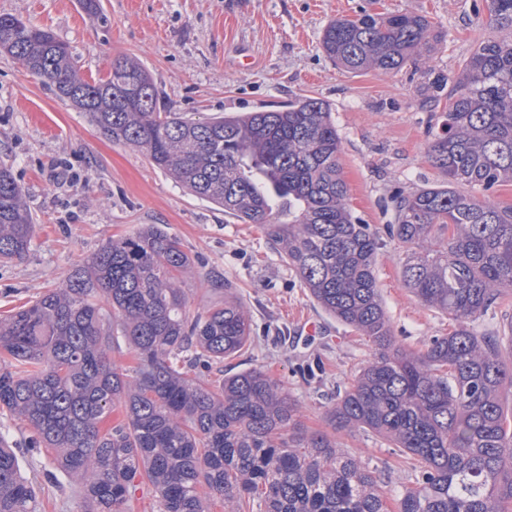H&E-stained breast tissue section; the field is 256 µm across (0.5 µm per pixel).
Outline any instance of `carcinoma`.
I'll list each match as a JSON object with an SVG mask.
<instances>
[{
	"mask_svg": "<svg viewBox=\"0 0 512 512\" xmlns=\"http://www.w3.org/2000/svg\"><path fill=\"white\" fill-rule=\"evenodd\" d=\"M497 34L457 75L428 83L436 117L427 155L442 180L398 195L395 223L355 216L329 106L296 97L278 110L195 119L168 110L132 57L93 83L52 33L0 14V52L47 77L114 144L137 149L193 196L257 224L327 314L378 349L327 412L333 432L306 433L283 383L259 369L217 380L202 371L246 347L248 312L224 282V303L190 310L180 276L193 260L159 224L112 238L62 285L0 318V414L55 452L45 482L80 489L84 512H127L148 485L157 512H512V353L471 323L509 311L512 206L489 193L512 182V0H488ZM438 41L423 15L331 21L321 47L357 73L399 71ZM459 185L471 188L461 192ZM481 196H476L472 190ZM36 224L0 163V261L24 259ZM408 258L403 280L456 322L414 352L392 335L375 277L381 235ZM134 348L132 373L112 351ZM121 410L110 429L102 423ZM363 430L398 449L417 473L395 499L335 432ZM42 501L0 430V512Z\"/></svg>",
	"mask_w": 512,
	"mask_h": 512,
	"instance_id": "cac0c4a2",
	"label": "carcinoma"
}]
</instances>
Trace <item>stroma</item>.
Instances as JSON below:
<instances>
[{
  "mask_svg": "<svg viewBox=\"0 0 512 512\" xmlns=\"http://www.w3.org/2000/svg\"><path fill=\"white\" fill-rule=\"evenodd\" d=\"M413 12L443 39L429 59L398 72L351 73L323 53L324 27L339 17ZM10 13L66 42L83 77L106 76L113 61L139 59L172 111L195 118L275 110L298 96L326 102L341 138V163L355 216L395 221V191L440 181L427 146L431 114L426 70L455 75L478 43L495 35L487 0H103L87 15L78 0H0ZM10 165L36 222L28 256L0 263V316L60 286L107 239L161 224L196 263L183 278L191 307L222 303L212 281L231 280L250 311L252 344L225 358V374L258 368L280 379L307 431L327 430L332 400L376 350L360 332L323 312L261 229L189 195L144 155L113 144L47 77L0 54V162ZM406 252L384 240L376 278L398 342L424 350L454 327L448 314L405 287ZM322 358L315 378L299 366ZM24 475L41 486L45 512H82L69 484L45 485L54 455L28 446V429L7 420ZM345 452L376 471L396 494L415 474L370 432H338Z\"/></svg>",
  "mask_w": 512,
  "mask_h": 512,
  "instance_id": "1",
  "label": "stroma"
}]
</instances>
